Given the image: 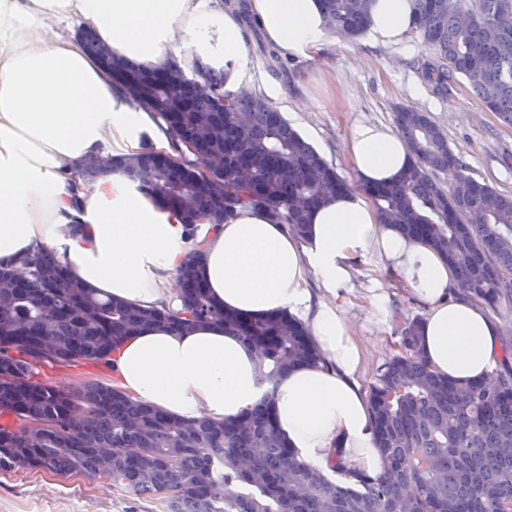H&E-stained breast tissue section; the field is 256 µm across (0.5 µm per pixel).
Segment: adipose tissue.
Masks as SVG:
<instances>
[{"instance_id":"obj_1","label":"adipose tissue","mask_w":512,"mask_h":512,"mask_svg":"<svg viewBox=\"0 0 512 512\" xmlns=\"http://www.w3.org/2000/svg\"><path fill=\"white\" fill-rule=\"evenodd\" d=\"M250 13L287 59L313 58L335 40L320 0H251ZM415 14V0H374L364 37L398 46ZM74 21L142 68L187 71L199 60L223 69L226 97L256 86L248 30L225 0H0V263L46 247L97 295L177 311L176 275L201 247L197 274L215 304L244 318L285 312L307 327L323 363L284 376L273 411L296 459L343 484L383 471L360 382L368 345L347 316L357 261L394 271L423 302L420 354L431 370L460 383L490 378L499 323L461 293L436 250L382 223L367 193L412 163L401 135L351 126L344 151L356 186L313 210L302 239L252 207L223 224L203 216L187 226L118 173L78 190L74 174L86 159L132 157L148 144L168 153L172 137L69 34ZM111 360L120 389L182 420H233L263 397L254 351L220 324L148 327Z\"/></svg>"}]
</instances>
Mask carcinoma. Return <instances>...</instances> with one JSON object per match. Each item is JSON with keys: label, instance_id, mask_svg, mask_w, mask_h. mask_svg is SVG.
Listing matches in <instances>:
<instances>
[{"label": "carcinoma", "instance_id": "carcinoma-1", "mask_svg": "<svg viewBox=\"0 0 512 512\" xmlns=\"http://www.w3.org/2000/svg\"><path fill=\"white\" fill-rule=\"evenodd\" d=\"M373 0H322L330 30L352 41ZM416 30L435 54L426 76L446 90L463 78L489 111L512 124V0H416ZM90 56L146 109L196 142L194 158L174 164L153 149L81 165L88 186L107 173L137 183L192 223L207 212L222 224L238 208H261L297 237L310 210L349 189L261 95L224 97V71L195 64L178 87L161 85L81 29ZM396 124L415 162L391 185L367 189L383 223L437 250L469 296L494 307L512 296V196L470 174L447 135L424 112L403 108ZM446 170L444 184L431 173ZM201 253L179 273L182 309L141 310L103 299L72 279L50 249L0 267V471L38 469L104 479L137 496L166 495L190 512H512V373L491 383H458L418 354L421 322L401 330L405 353L370 387L374 440L384 470L359 486L341 485L296 460L273 416L278 381L320 362L305 327L283 313L243 319L210 299L197 278ZM224 329L261 352L260 402L235 420H180L114 386L36 378L39 367H110L112 352L151 325ZM415 487L407 495L405 488Z\"/></svg>", "mask_w": 512, "mask_h": 512}]
</instances>
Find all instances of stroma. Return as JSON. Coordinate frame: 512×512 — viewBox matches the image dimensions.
I'll return each instance as SVG.
<instances>
[{
  "mask_svg": "<svg viewBox=\"0 0 512 512\" xmlns=\"http://www.w3.org/2000/svg\"><path fill=\"white\" fill-rule=\"evenodd\" d=\"M247 50L259 66L260 86L281 85L287 99L274 106L291 126L308 138L317 152L343 178H351L344 152L350 127L356 122L394 126L403 108L426 113L448 136L455 155L473 177L512 194V125L490 112L460 80L440 94L421 69L431 51L418 32L406 47L387 49L356 39L336 41L310 60L286 61L269 54L259 29H251ZM315 107L298 106L303 94ZM379 286L388 296L387 312L371 316L362 309L348 313L356 333L369 347L364 386H371L384 364L401 351L399 322L422 319L423 303L404 295L395 273L384 270ZM0 512H166L159 499L126 493L104 481L80 475H56L19 468L0 471Z\"/></svg>",
  "mask_w": 512,
  "mask_h": 512,
  "instance_id": "stroma-1",
  "label": "stroma"
}]
</instances>
